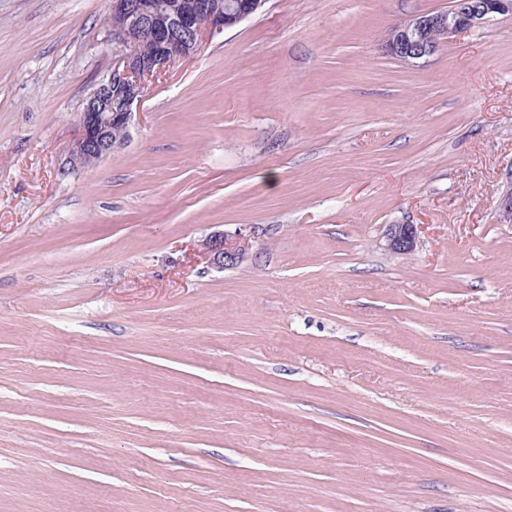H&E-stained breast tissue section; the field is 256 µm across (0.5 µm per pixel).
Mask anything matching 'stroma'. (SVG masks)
Wrapping results in <instances>:
<instances>
[{"label": "stroma", "instance_id": "1", "mask_svg": "<svg viewBox=\"0 0 512 512\" xmlns=\"http://www.w3.org/2000/svg\"><path fill=\"white\" fill-rule=\"evenodd\" d=\"M449 4L266 0L84 168L110 0H0V512H512V15L383 48ZM388 236L389 247L395 253H410L417 246V233L413 224L390 225ZM248 246V242L225 232L213 234L205 242V248L212 263L219 269L235 266L245 254Z\"/></svg>", "mask_w": 512, "mask_h": 512}]
</instances>
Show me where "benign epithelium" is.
Segmentation results:
<instances>
[{"mask_svg": "<svg viewBox=\"0 0 512 512\" xmlns=\"http://www.w3.org/2000/svg\"><path fill=\"white\" fill-rule=\"evenodd\" d=\"M266 0H111L108 26L112 33V72L86 99L80 112V134L71 159L92 166L124 145L135 111L140 108L148 82L177 61L197 55L209 38L256 13ZM494 14H512V0H452L444 11L415 15L396 25L384 42L386 53L404 63L431 57L440 43L457 32L478 27ZM149 25L152 51L137 53L127 48L137 25ZM389 247L406 254L417 246L412 224H392ZM212 263L219 269L235 266L248 243L226 233L205 242Z\"/></svg>", "mask_w": 512, "mask_h": 512, "instance_id": "1", "label": "benign epithelium"}]
</instances>
